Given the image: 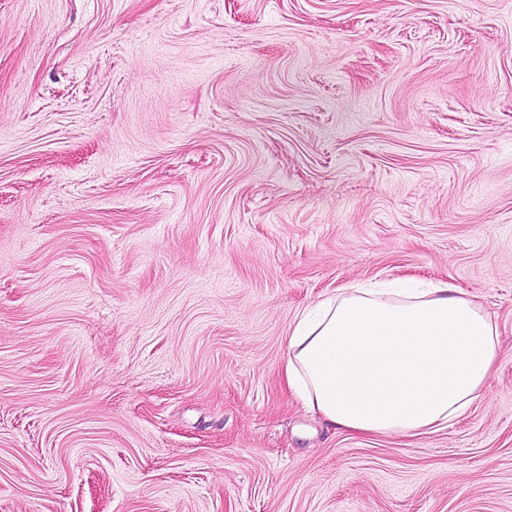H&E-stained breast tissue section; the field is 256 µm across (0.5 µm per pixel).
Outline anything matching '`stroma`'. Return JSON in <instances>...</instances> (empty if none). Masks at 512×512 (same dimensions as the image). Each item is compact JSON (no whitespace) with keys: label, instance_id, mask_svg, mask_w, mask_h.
<instances>
[{"label":"stroma","instance_id":"obj_1","mask_svg":"<svg viewBox=\"0 0 512 512\" xmlns=\"http://www.w3.org/2000/svg\"><path fill=\"white\" fill-rule=\"evenodd\" d=\"M389 282L498 328L448 428L283 383ZM0 512H512V0H0Z\"/></svg>","mask_w":512,"mask_h":512}]
</instances>
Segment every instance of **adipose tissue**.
Here are the masks:
<instances>
[{
  "instance_id": "1",
  "label": "adipose tissue",
  "mask_w": 512,
  "mask_h": 512,
  "mask_svg": "<svg viewBox=\"0 0 512 512\" xmlns=\"http://www.w3.org/2000/svg\"><path fill=\"white\" fill-rule=\"evenodd\" d=\"M499 344L496 325L452 284L346 288L297 320L283 375L342 430L436 431L479 397Z\"/></svg>"
}]
</instances>
